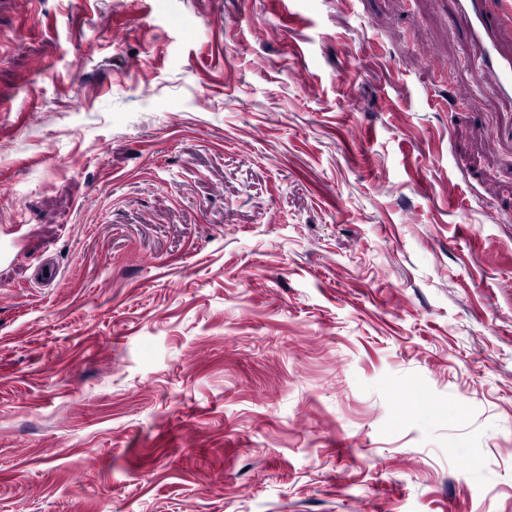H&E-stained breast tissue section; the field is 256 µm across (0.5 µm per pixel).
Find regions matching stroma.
<instances>
[{
    "mask_svg": "<svg viewBox=\"0 0 512 512\" xmlns=\"http://www.w3.org/2000/svg\"><path fill=\"white\" fill-rule=\"evenodd\" d=\"M465 53L449 0H0V512H512Z\"/></svg>",
    "mask_w": 512,
    "mask_h": 512,
    "instance_id": "obj_1",
    "label": "stroma"
}]
</instances>
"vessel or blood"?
<instances>
[{
    "label": "vessel or blood",
    "mask_w": 512,
    "mask_h": 512,
    "mask_svg": "<svg viewBox=\"0 0 512 512\" xmlns=\"http://www.w3.org/2000/svg\"><path fill=\"white\" fill-rule=\"evenodd\" d=\"M465 24L472 94L485 85L502 101L512 102V0H453Z\"/></svg>",
    "instance_id": "vessel-or-blood-1"
}]
</instances>
